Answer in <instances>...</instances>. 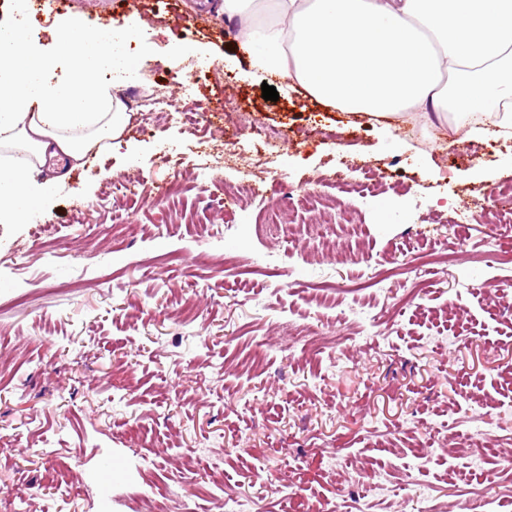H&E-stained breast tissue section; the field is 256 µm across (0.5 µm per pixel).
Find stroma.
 <instances>
[{
    "label": "stroma",
    "instance_id": "stroma-1",
    "mask_svg": "<svg viewBox=\"0 0 512 512\" xmlns=\"http://www.w3.org/2000/svg\"><path fill=\"white\" fill-rule=\"evenodd\" d=\"M191 4L69 0L26 25L48 45L64 16H140L139 93L211 122L125 129L70 170L51 232L0 224V512H152L161 491L171 512H512V262L483 261L512 223L456 221L512 181V145L264 100L231 25ZM338 170L411 190L344 194ZM239 182L257 196L225 210ZM279 208L290 231L253 236Z\"/></svg>",
    "mask_w": 512,
    "mask_h": 512
}]
</instances>
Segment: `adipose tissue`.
Segmentation results:
<instances>
[{"mask_svg":"<svg viewBox=\"0 0 512 512\" xmlns=\"http://www.w3.org/2000/svg\"><path fill=\"white\" fill-rule=\"evenodd\" d=\"M252 65L316 101L387 123L429 115L483 138L512 134V0H223ZM138 19L109 39L62 22L51 47L0 26V224L45 217L58 176L121 138L128 88L152 60ZM67 78L52 81L60 62Z\"/></svg>","mask_w":512,"mask_h":512,"instance_id":"1","label":"adipose tissue"}]
</instances>
